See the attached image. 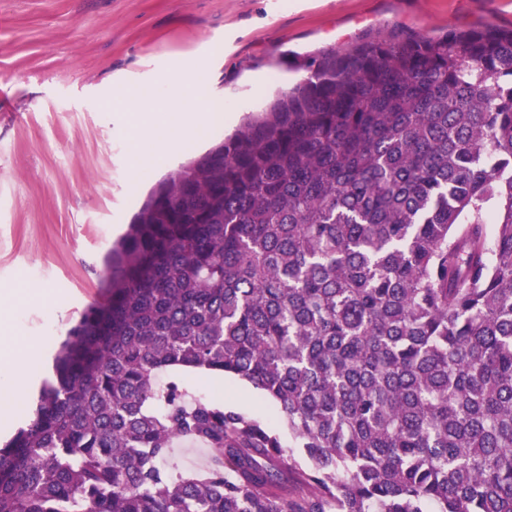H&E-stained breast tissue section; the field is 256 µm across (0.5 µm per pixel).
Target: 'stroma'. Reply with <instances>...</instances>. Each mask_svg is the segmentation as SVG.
Segmentation results:
<instances>
[{
    "instance_id": "stroma-1",
    "label": "stroma",
    "mask_w": 512,
    "mask_h": 512,
    "mask_svg": "<svg viewBox=\"0 0 512 512\" xmlns=\"http://www.w3.org/2000/svg\"><path fill=\"white\" fill-rule=\"evenodd\" d=\"M488 26L512 29V0H0V292L22 298L0 330L54 356L100 299L105 259L149 190L231 133L213 122L170 153L141 131L138 90L203 59L190 94L227 104L240 124L300 78L294 55ZM137 148L151 157L139 171ZM159 381L288 433L276 405L236 378L173 370Z\"/></svg>"
}]
</instances>
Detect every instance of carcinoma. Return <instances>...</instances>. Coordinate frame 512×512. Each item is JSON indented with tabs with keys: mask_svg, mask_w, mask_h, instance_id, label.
<instances>
[{
	"mask_svg": "<svg viewBox=\"0 0 512 512\" xmlns=\"http://www.w3.org/2000/svg\"><path fill=\"white\" fill-rule=\"evenodd\" d=\"M297 69L150 193L0 448V512H512V30ZM171 369L252 385L303 457ZM171 460L180 470L202 473L207 466L208 453L196 443L179 440L173 444Z\"/></svg>",
	"mask_w": 512,
	"mask_h": 512,
	"instance_id": "carcinoma-1",
	"label": "carcinoma"
}]
</instances>
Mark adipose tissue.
Returning <instances> with one entry per match:
<instances>
[{
	"label": "adipose tissue",
	"mask_w": 512,
	"mask_h": 512,
	"mask_svg": "<svg viewBox=\"0 0 512 512\" xmlns=\"http://www.w3.org/2000/svg\"><path fill=\"white\" fill-rule=\"evenodd\" d=\"M201 73L200 67L189 68L178 79L156 89L140 91L136 96L138 104L148 108L146 131L158 135L167 149L180 147L214 116L212 100L188 93ZM10 354V368L0 374V427L4 426L6 417L23 408L30 369L45 358L39 344L24 336L17 337Z\"/></svg>",
	"instance_id": "1"
}]
</instances>
